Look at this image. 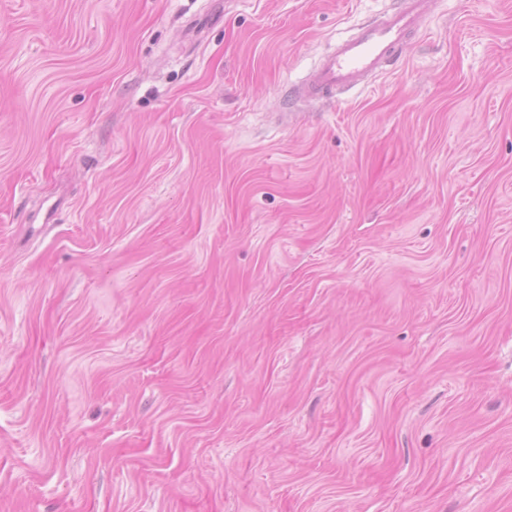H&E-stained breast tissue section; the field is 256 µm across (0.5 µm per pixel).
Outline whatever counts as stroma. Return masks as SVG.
I'll return each mask as SVG.
<instances>
[{"mask_svg":"<svg viewBox=\"0 0 512 512\" xmlns=\"http://www.w3.org/2000/svg\"><path fill=\"white\" fill-rule=\"evenodd\" d=\"M0 0V512H512V0ZM431 3L432 0H407L406 7L339 41L312 73L302 95L308 100L334 102L337 94L361 86L387 63L398 61L411 46V34L419 19L429 13Z\"/></svg>","mask_w":512,"mask_h":512,"instance_id":"35a3bbf8","label":"stroma"}]
</instances>
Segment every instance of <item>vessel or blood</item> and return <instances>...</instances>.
Returning a JSON list of instances; mask_svg holds the SVG:
<instances>
[{"label":"vessel or blood","instance_id":"vessel-or-blood-1","mask_svg":"<svg viewBox=\"0 0 512 512\" xmlns=\"http://www.w3.org/2000/svg\"><path fill=\"white\" fill-rule=\"evenodd\" d=\"M432 0H406L377 23L339 41L312 73L302 89L310 100L336 101L338 94L361 86L387 63L398 61L412 44L419 19L428 14Z\"/></svg>","mask_w":512,"mask_h":512}]
</instances>
